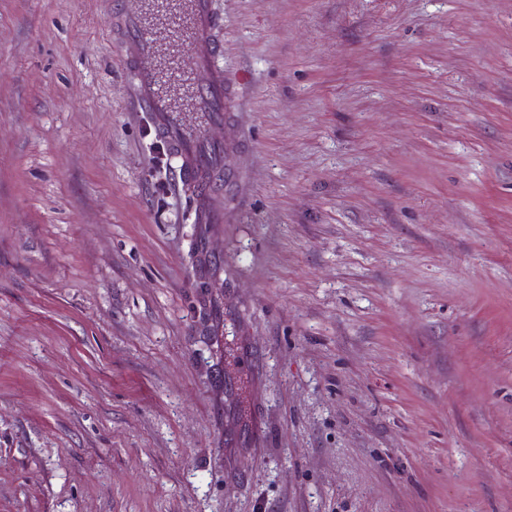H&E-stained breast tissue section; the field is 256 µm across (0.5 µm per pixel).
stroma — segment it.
<instances>
[{
  "label": "stroma",
  "mask_w": 512,
  "mask_h": 512,
  "mask_svg": "<svg viewBox=\"0 0 512 512\" xmlns=\"http://www.w3.org/2000/svg\"><path fill=\"white\" fill-rule=\"evenodd\" d=\"M132 2L0 0V512H512V0H213L220 224Z\"/></svg>",
  "instance_id": "1"
}]
</instances>
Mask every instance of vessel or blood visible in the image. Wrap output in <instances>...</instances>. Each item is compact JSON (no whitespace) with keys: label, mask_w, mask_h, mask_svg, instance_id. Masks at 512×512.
Segmentation results:
<instances>
[{"label":"vessel or blood","mask_w":512,"mask_h":512,"mask_svg":"<svg viewBox=\"0 0 512 512\" xmlns=\"http://www.w3.org/2000/svg\"><path fill=\"white\" fill-rule=\"evenodd\" d=\"M221 27L212 0H135L112 22L114 35L127 44L122 66L136 102L153 113L156 133L191 181L222 165L221 153L205 147L180 120L186 112L223 115Z\"/></svg>","instance_id":"vessel-or-blood-1"}]
</instances>
